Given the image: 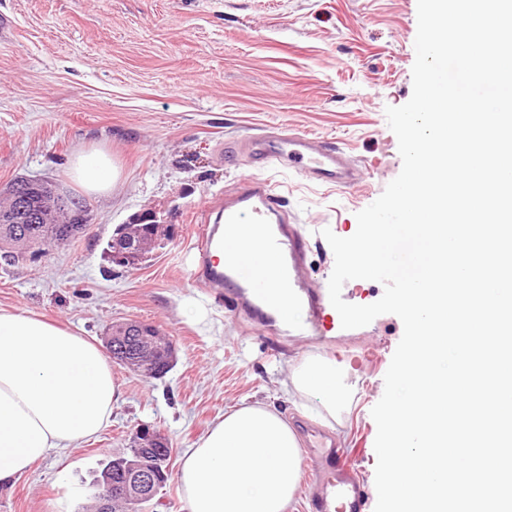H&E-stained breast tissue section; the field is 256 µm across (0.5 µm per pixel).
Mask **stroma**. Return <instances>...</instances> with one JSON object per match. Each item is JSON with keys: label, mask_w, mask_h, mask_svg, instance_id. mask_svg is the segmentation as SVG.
<instances>
[{"label": "stroma", "mask_w": 512, "mask_h": 512, "mask_svg": "<svg viewBox=\"0 0 512 512\" xmlns=\"http://www.w3.org/2000/svg\"><path fill=\"white\" fill-rule=\"evenodd\" d=\"M417 0H0V187L51 177L71 192L72 158L107 150L119 170L90 194L91 221L69 245L18 266L0 260V310H29L102 341L112 322L157 325L177 348L158 380L121 366L122 395L98 438L52 452L11 485L0 512H85L96 471L142 424L172 446L166 486L142 512H188L176 479L216 419L263 403L303 429L288 398V362L320 355L344 373L350 409L329 432L375 482L373 406L403 335L393 314L337 329L329 342L267 335L219 289L196 287L187 254L201 217L249 178L268 181L306 236L304 271L327 289L334 255L322 229L348 237L356 214L398 176L385 109L412 95ZM276 130L337 142L357 179L347 188L287 166H260L246 139ZM145 211L173 230L135 269L104 251Z\"/></svg>", "instance_id": "35a3bbf8"}]
</instances>
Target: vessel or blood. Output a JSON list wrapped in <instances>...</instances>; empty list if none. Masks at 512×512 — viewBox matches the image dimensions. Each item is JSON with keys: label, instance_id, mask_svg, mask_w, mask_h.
<instances>
[{"label": "vessel or blood", "instance_id": "vessel-or-blood-1", "mask_svg": "<svg viewBox=\"0 0 512 512\" xmlns=\"http://www.w3.org/2000/svg\"><path fill=\"white\" fill-rule=\"evenodd\" d=\"M255 157L267 165L288 163L326 185L350 186L354 173L335 143L316 142L305 135L261 136L252 142ZM281 201L269 182L253 180L224 203V230H204L196 247L195 277L202 288L224 291V307L247 310L254 319L275 329L287 322L289 308L308 315V329L328 336L334 317L323 293L303 284L306 239L277 217ZM251 248L239 245L241 238ZM223 252L216 262L214 252ZM319 460L308 475L313 512H363L370 491L356 471L341 460L339 449L326 441L313 444Z\"/></svg>", "mask_w": 512, "mask_h": 512}]
</instances>
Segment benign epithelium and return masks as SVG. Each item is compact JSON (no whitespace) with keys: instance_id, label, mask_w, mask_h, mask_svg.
Returning <instances> with one entry per match:
<instances>
[{"instance_id":"obj_1","label":"benign epithelium","mask_w":512,"mask_h":512,"mask_svg":"<svg viewBox=\"0 0 512 512\" xmlns=\"http://www.w3.org/2000/svg\"><path fill=\"white\" fill-rule=\"evenodd\" d=\"M4 195L16 202L10 211L0 212L1 224H40L49 213L52 219V236H57L59 226L80 223L87 226L90 216L73 211L70 195L61 190L60 184L49 178H19L11 183ZM137 232L122 224L113 236L112 264L136 268L149 257L161 240L171 236V225L162 224L157 216L148 212L136 222ZM161 330L150 323L136 319L116 321L110 326V334L104 337L105 348L113 361L144 379L163 377L177 361L175 345L170 343L158 349L155 337ZM138 443L139 461L126 465L116 480L102 487L97 497L98 512H111L112 497L116 496L135 504L151 499L158 487L165 483L168 468L156 465L163 457L169 441L159 430L141 425L133 433Z\"/></svg>"}]
</instances>
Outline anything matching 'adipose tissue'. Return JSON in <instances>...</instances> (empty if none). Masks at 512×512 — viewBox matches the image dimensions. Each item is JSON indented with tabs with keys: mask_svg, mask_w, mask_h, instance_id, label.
Returning <instances> with one entry per match:
<instances>
[{
	"mask_svg": "<svg viewBox=\"0 0 512 512\" xmlns=\"http://www.w3.org/2000/svg\"><path fill=\"white\" fill-rule=\"evenodd\" d=\"M71 175L107 193L118 177L111 156L80 153ZM336 367L319 355L291 365L295 401L320 393L327 418L345 408ZM120 389L101 346L28 311L0 310V485L52 451L96 436ZM295 429L261 403L225 413L186 454L178 481L189 512H288L301 479Z\"/></svg>",
	"mask_w": 512,
	"mask_h": 512,
	"instance_id": "ef3b65f1",
	"label": "adipose tissue"
}]
</instances>
